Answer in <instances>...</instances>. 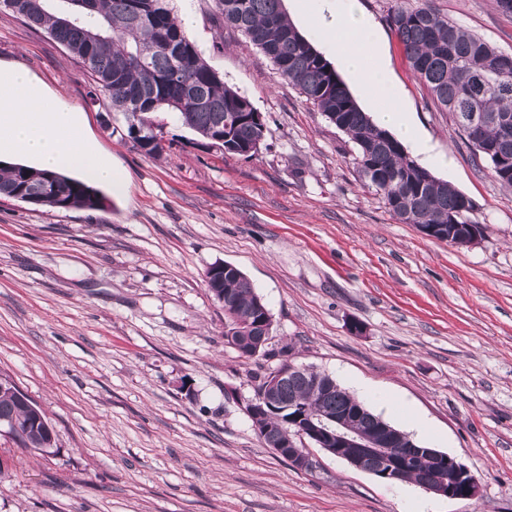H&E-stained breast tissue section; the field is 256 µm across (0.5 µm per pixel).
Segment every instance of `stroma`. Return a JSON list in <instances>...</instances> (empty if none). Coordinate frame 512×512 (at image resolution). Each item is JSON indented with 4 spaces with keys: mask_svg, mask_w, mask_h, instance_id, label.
I'll use <instances>...</instances> for the list:
<instances>
[{
    "mask_svg": "<svg viewBox=\"0 0 512 512\" xmlns=\"http://www.w3.org/2000/svg\"><path fill=\"white\" fill-rule=\"evenodd\" d=\"M415 124L444 162L425 161L482 226L458 247L396 220L365 186L356 145L288 84L214 0H170L225 83L267 122L246 158L204 146L159 113L162 157L91 102V80L43 30L0 11V66H22L126 176L102 210L0 197V375L40 405L55 447L0 434V512H512V189L475 166L448 112L410 70L387 21L392 0H356ZM512 53V15L492 0H431ZM240 268L288 358L247 360L224 340L205 281ZM330 374L419 444L461 459L470 501L389 484L323 451L299 471L259 438L247 406L282 361Z\"/></svg>",
    "mask_w": 512,
    "mask_h": 512,
    "instance_id": "1",
    "label": "stroma"
}]
</instances>
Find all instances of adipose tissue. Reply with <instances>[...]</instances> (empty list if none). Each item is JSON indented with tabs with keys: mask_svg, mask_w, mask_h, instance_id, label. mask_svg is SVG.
I'll return each mask as SVG.
<instances>
[{
	"mask_svg": "<svg viewBox=\"0 0 512 512\" xmlns=\"http://www.w3.org/2000/svg\"><path fill=\"white\" fill-rule=\"evenodd\" d=\"M313 23L361 94L377 109L379 123L423 155L431 148L418 138L383 64L371 21L355 0H320ZM22 156L38 169L71 171L91 183L120 190L123 172L113 167L84 131L78 109H61L24 67H0V157Z\"/></svg>",
	"mask_w": 512,
	"mask_h": 512,
	"instance_id": "adipose-tissue-1",
	"label": "adipose tissue"
}]
</instances>
